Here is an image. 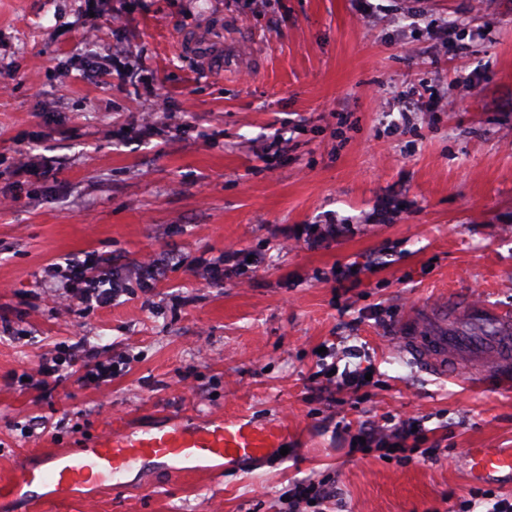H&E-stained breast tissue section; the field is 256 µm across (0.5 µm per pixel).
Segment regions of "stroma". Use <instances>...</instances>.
Listing matches in <instances>:
<instances>
[{
  "label": "stroma",
  "mask_w": 512,
  "mask_h": 512,
  "mask_svg": "<svg viewBox=\"0 0 512 512\" xmlns=\"http://www.w3.org/2000/svg\"><path fill=\"white\" fill-rule=\"evenodd\" d=\"M216 34L223 70L172 49ZM95 56L109 83L81 78ZM0 82V197H21L0 208L15 331L0 339V481L26 456L168 415L269 425L289 448L0 512H287L301 480L335 486V512H456L476 488L468 449L512 448V390L430 376L395 341L419 302L512 307V0H0ZM159 97L174 117L145 127ZM49 158L62 165L46 180ZM174 245L203 265L153 280L145 260ZM228 249L243 272L213 280L206 261ZM89 252L126 291L59 305L50 264ZM78 324L129 370L41 393L42 355ZM349 346L373 366L357 392L320 373ZM387 414L419 418L447 458L352 444Z\"/></svg>",
  "instance_id": "35a3bbf8"
}]
</instances>
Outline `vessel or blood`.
Here are the masks:
<instances>
[{
	"instance_id": "obj_1",
	"label": "vessel or blood",
	"mask_w": 512,
	"mask_h": 512,
	"mask_svg": "<svg viewBox=\"0 0 512 512\" xmlns=\"http://www.w3.org/2000/svg\"><path fill=\"white\" fill-rule=\"evenodd\" d=\"M396 341L432 376L512 389V309L489 302L422 303L404 319ZM277 440L274 429L241 420L177 418L140 432L116 429L77 451L49 448L20 461L13 479L0 486V500L63 499L78 488L116 487L120 475L147 466L179 474L221 472L263 460ZM468 461L472 480H512V448H473Z\"/></svg>"
}]
</instances>
